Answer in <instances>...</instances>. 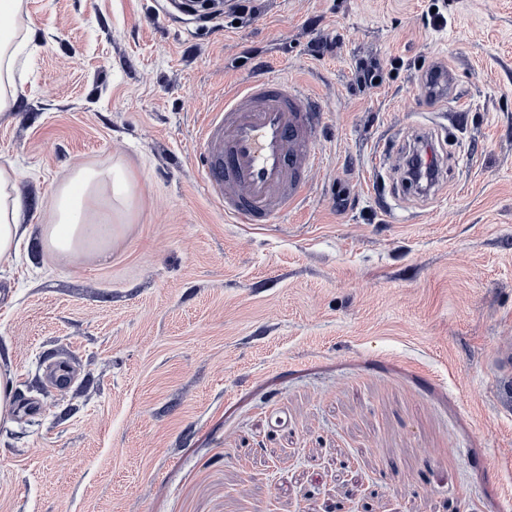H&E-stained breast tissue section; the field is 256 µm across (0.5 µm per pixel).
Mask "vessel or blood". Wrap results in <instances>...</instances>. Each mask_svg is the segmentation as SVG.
<instances>
[{"instance_id": "b4317fda", "label": "vessel or blood", "mask_w": 512, "mask_h": 512, "mask_svg": "<svg viewBox=\"0 0 512 512\" xmlns=\"http://www.w3.org/2000/svg\"><path fill=\"white\" fill-rule=\"evenodd\" d=\"M323 114L291 81L256 73L225 89L195 141L200 180L225 218L270 224L299 208L305 178L320 162Z\"/></svg>"}]
</instances>
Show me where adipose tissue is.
I'll return each mask as SVG.
<instances>
[{"mask_svg":"<svg viewBox=\"0 0 512 512\" xmlns=\"http://www.w3.org/2000/svg\"><path fill=\"white\" fill-rule=\"evenodd\" d=\"M21 12L22 0H0V112L16 103L13 75L28 49L17 24ZM133 182L117 162L103 169L75 167L52 190L51 218L39 231L42 251L72 261L106 256L132 219ZM25 207L16 167L0 163V270L11 266L29 238Z\"/></svg>","mask_w":512,"mask_h":512,"instance_id":"adipose-tissue-1","label":"adipose tissue"}]
</instances>
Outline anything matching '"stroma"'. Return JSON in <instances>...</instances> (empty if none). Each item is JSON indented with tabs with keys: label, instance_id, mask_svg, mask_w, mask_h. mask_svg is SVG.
Instances as JSON below:
<instances>
[{
	"label": "stroma",
	"instance_id": "1",
	"mask_svg": "<svg viewBox=\"0 0 512 512\" xmlns=\"http://www.w3.org/2000/svg\"><path fill=\"white\" fill-rule=\"evenodd\" d=\"M178 6L23 0L0 163L27 224L80 164L122 162L138 197L107 260L32 240L0 273L21 397L0 512H512V0ZM436 65L457 108L422 91ZM256 71L324 112L307 198L275 224L226 220L193 151ZM421 132L448 161L424 191L392 160Z\"/></svg>",
	"mask_w": 512,
	"mask_h": 512
}]
</instances>
